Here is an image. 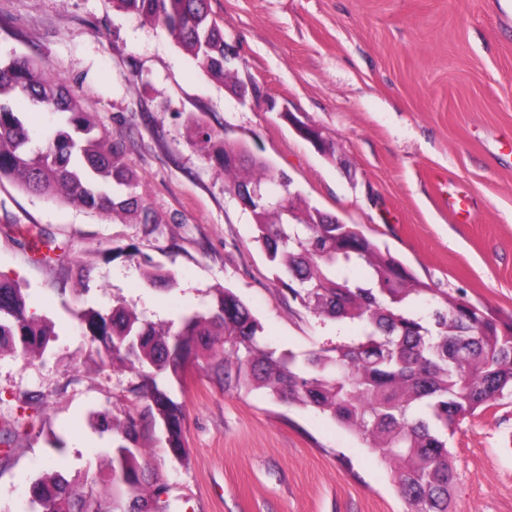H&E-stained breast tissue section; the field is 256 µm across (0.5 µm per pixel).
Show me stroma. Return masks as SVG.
I'll return each mask as SVG.
<instances>
[{
    "label": "stroma",
    "instance_id": "obj_1",
    "mask_svg": "<svg viewBox=\"0 0 512 512\" xmlns=\"http://www.w3.org/2000/svg\"><path fill=\"white\" fill-rule=\"evenodd\" d=\"M238 58L239 100L165 32L113 0H0V60L45 61L81 107L123 145L159 218L138 224L0 180V273L32 296L55 332L42 356L0 357V428L29 399L42 414L0 466V512H28L29 486L59 464L102 461L98 414L142 412L141 376L102 365L78 319L122 305L153 323L233 292L277 352L304 359L349 328L313 315L279 286L252 214L209 161L194 128L244 144L287 173L301 204L361 225L421 281L512 315V0H208ZM335 141L321 155L282 118ZM471 200L466 218L446 200ZM61 247L35 262L27 230ZM169 272L167 285L145 273ZM187 463L160 429L148 462L172 512H411L377 453L326 414L224 389L206 360L186 384ZM450 512H512V396L461 419L449 439Z\"/></svg>",
    "mask_w": 512,
    "mask_h": 512
}]
</instances>
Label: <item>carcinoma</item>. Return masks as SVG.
<instances>
[{"mask_svg":"<svg viewBox=\"0 0 512 512\" xmlns=\"http://www.w3.org/2000/svg\"><path fill=\"white\" fill-rule=\"evenodd\" d=\"M116 2L165 31L213 79L224 82L231 74L236 52L210 18L207 0ZM32 108L64 116L65 126L41 149L31 147L24 121ZM303 126L319 152L335 153L318 126ZM212 157L224 175L235 176L232 190L245 193L256 241L292 300L315 315L349 322L356 334L297 364L291 355L262 347L250 309L231 289L218 288L209 309L183 315L176 330L158 328L123 306L106 316L84 311L80 319L90 329L91 347L104 364L127 366L144 378L133 393L180 459L186 456L183 406L155 375L183 383L189 361L220 340L224 351L210 355L208 368L224 386L265 388L276 401L329 414L378 453L415 512H448L457 479L448 435L460 419L512 393V317L501 319L430 287L357 224H338L316 208L298 212L290 177L245 146L226 142ZM3 178L36 195L138 224L158 223L122 144L100 131L72 91L50 77L45 62L28 56L0 63ZM27 248L51 260L50 240L33 236ZM421 302L430 306L429 315L418 312ZM51 336L30 312L29 294L0 274V356L33 360ZM100 426L112 432V448L97 472L69 479L57 470L43 474L30 487L29 512H170L166 486L144 458L140 415L128 412L120 420L103 413Z\"/></svg>","mask_w":512,"mask_h":512,"instance_id":"carcinoma-1","label":"carcinoma"}]
</instances>
